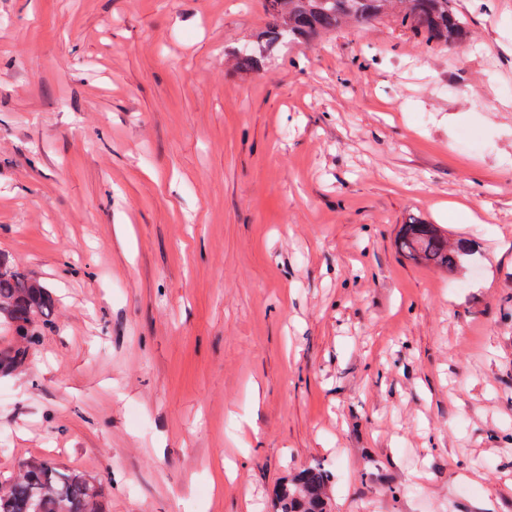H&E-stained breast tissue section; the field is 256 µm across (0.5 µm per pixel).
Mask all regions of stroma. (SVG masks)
Returning <instances> with one entry per match:
<instances>
[{
  "label": "stroma",
  "instance_id": "1",
  "mask_svg": "<svg viewBox=\"0 0 512 512\" xmlns=\"http://www.w3.org/2000/svg\"><path fill=\"white\" fill-rule=\"evenodd\" d=\"M455 6L468 43L385 17L244 80L262 0H0V252L56 295L0 482L271 512L318 465L333 512H512V0ZM413 219L471 256L409 260Z\"/></svg>",
  "mask_w": 512,
  "mask_h": 512
}]
</instances>
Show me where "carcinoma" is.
I'll list each match as a JSON object with an SVG mask.
<instances>
[{
  "label": "carcinoma",
  "mask_w": 512,
  "mask_h": 512,
  "mask_svg": "<svg viewBox=\"0 0 512 512\" xmlns=\"http://www.w3.org/2000/svg\"><path fill=\"white\" fill-rule=\"evenodd\" d=\"M263 9L266 23L230 55L244 74L264 70L287 42L306 45L337 29H361L382 17H392L429 49L470 37L453 0H263ZM398 247L410 259L445 274L455 271L466 254L463 247L448 245L440 225L418 221L402 225ZM54 303L46 284L0 252V326L14 339L0 350L1 373L23 364L28 347L52 327ZM329 483L319 467L301 470L278 488L274 512H332ZM105 498L101 482L45 457L28 459L13 479L0 483V512H105Z\"/></svg>",
  "instance_id": "cac0c4a2"
}]
</instances>
